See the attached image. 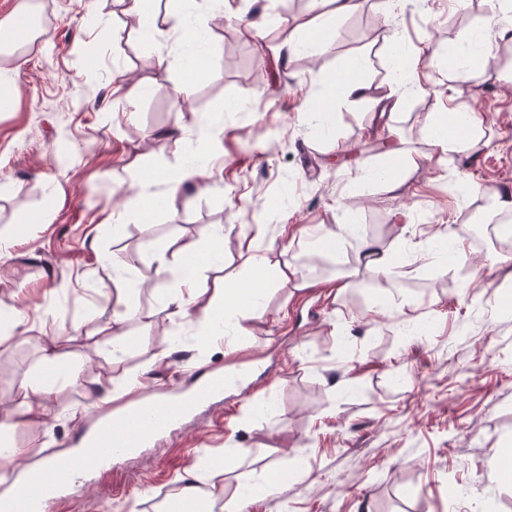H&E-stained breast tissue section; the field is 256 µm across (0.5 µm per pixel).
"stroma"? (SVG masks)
Listing matches in <instances>:
<instances>
[{
    "label": "stroma",
    "mask_w": 512,
    "mask_h": 512,
    "mask_svg": "<svg viewBox=\"0 0 512 512\" xmlns=\"http://www.w3.org/2000/svg\"><path fill=\"white\" fill-rule=\"evenodd\" d=\"M235 16L209 18L192 40L153 39L116 0H39V35L9 60L0 90V418L43 376L52 345L78 381L56 386L39 421L14 429L29 461L65 454L113 385L162 393L200 371H247L254 388L197 406L156 445L82 476L75 502L46 512H158L199 477L221 498L239 495L273 465L283 476L245 512H512V250L466 239L462 254L427 255L426 240L489 221L484 199L458 193L467 179L512 190V41L500 39L488 0H361L316 27L313 0H234ZM263 16L259 35L246 21ZM397 28L399 45L385 38ZM483 29L493 65L455 81L448 63ZM324 42L288 55L289 44ZM434 54L414 75L398 58ZM206 70L190 99L174 95L196 58ZM356 67L371 95L347 99ZM414 82L392 125L410 170L368 136L373 97ZM484 119L489 147L474 160L433 158L424 121L448 93ZM208 141L213 167L200 188L171 182ZM366 161L373 174L360 176ZM403 177L408 191L382 180ZM157 198L132 217L129 186ZM266 224L268 260L249 335L212 341L168 303L181 266L195 263L199 305L249 277L244 236ZM353 231L315 253L305 228ZM223 226L218 259L185 248ZM397 255L392 287L354 257L361 239ZM307 255L309 289L278 267ZM118 259L114 276L107 257ZM166 277H158L159 266ZM129 344L113 356L112 313ZM249 448L248 456L232 447ZM456 493H449V486Z\"/></svg>",
    "instance_id": "1"
}]
</instances>
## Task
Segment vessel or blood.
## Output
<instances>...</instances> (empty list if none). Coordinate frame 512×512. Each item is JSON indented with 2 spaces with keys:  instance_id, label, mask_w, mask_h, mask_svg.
<instances>
[{
  "instance_id": "vessel-or-blood-1",
  "label": "vessel or blood",
  "mask_w": 512,
  "mask_h": 512,
  "mask_svg": "<svg viewBox=\"0 0 512 512\" xmlns=\"http://www.w3.org/2000/svg\"><path fill=\"white\" fill-rule=\"evenodd\" d=\"M223 389L224 378L217 375L195 396H151L142 402L115 405L110 421L82 458L64 456L55 460L49 470L24 472L8 493L0 495V512H41L39 492L65 487L67 478L94 470L120 449L150 445L158 435L194 408L199 400Z\"/></svg>"
}]
</instances>
